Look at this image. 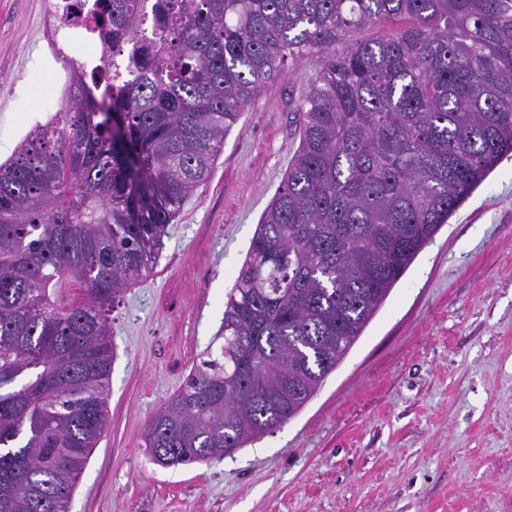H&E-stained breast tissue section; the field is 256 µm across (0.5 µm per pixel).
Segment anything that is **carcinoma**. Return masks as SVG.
I'll return each mask as SVG.
<instances>
[{
    "mask_svg": "<svg viewBox=\"0 0 512 512\" xmlns=\"http://www.w3.org/2000/svg\"><path fill=\"white\" fill-rule=\"evenodd\" d=\"M102 9L101 55L135 63L108 94L123 139L71 62L57 120L0 163V512H69L109 423L110 314L287 60L318 67L299 147L227 295L224 345L148 422L159 465L230 455L299 414L512 154V0Z\"/></svg>",
    "mask_w": 512,
    "mask_h": 512,
    "instance_id": "carcinoma-1",
    "label": "carcinoma"
}]
</instances>
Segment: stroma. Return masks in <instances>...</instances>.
Returning <instances> with one entry per match:
<instances>
[{"mask_svg":"<svg viewBox=\"0 0 512 512\" xmlns=\"http://www.w3.org/2000/svg\"><path fill=\"white\" fill-rule=\"evenodd\" d=\"M48 0H0V162L64 94ZM287 63L112 313L109 426L70 512H512V157L450 217L317 394L233 454L163 467L142 435L218 349L224 300L299 146Z\"/></svg>","mask_w":512,"mask_h":512,"instance_id":"obj_1","label":"stroma"}]
</instances>
